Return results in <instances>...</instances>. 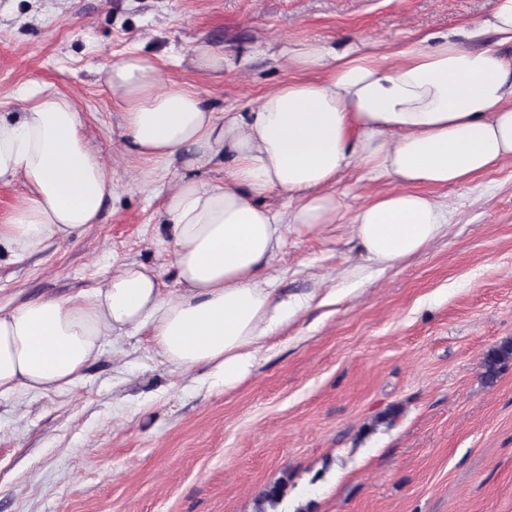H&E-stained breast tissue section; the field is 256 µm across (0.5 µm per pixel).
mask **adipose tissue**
<instances>
[{
	"label": "adipose tissue",
	"mask_w": 512,
	"mask_h": 512,
	"mask_svg": "<svg viewBox=\"0 0 512 512\" xmlns=\"http://www.w3.org/2000/svg\"><path fill=\"white\" fill-rule=\"evenodd\" d=\"M280 54L314 79L221 116L196 88L164 80L156 56L135 50L108 65L120 138L133 156L185 153L191 168L223 163L224 176L181 179L166 199L176 294L128 264L76 298L0 306V395L71 388L106 338L144 328L173 369L206 365L215 383L235 386L280 316L263 273L285 227L334 220L340 171L356 162L398 182L351 217L368 260L389 267L448 224L447 209L419 186L467 184L512 158V57L496 48L444 34L411 40L391 63L322 41L285 43ZM19 99L18 112L0 114V184L27 190L0 224V249L16 256L81 237L112 191L68 97L36 84ZM274 191L287 194L288 210L263 204Z\"/></svg>",
	"instance_id": "1"
}]
</instances>
